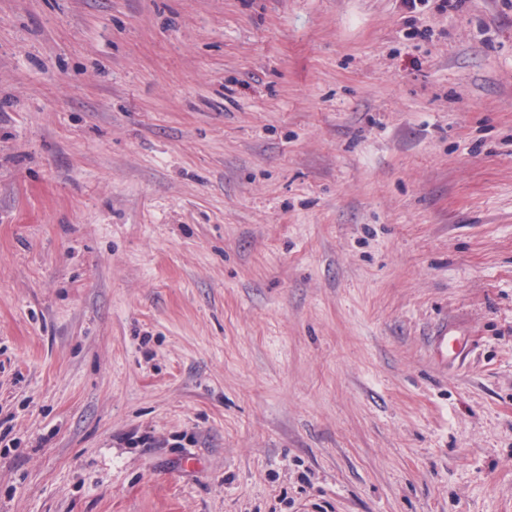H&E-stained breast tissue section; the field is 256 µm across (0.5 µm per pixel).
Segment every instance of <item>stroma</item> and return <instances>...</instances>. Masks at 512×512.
<instances>
[{"label": "stroma", "mask_w": 512, "mask_h": 512, "mask_svg": "<svg viewBox=\"0 0 512 512\" xmlns=\"http://www.w3.org/2000/svg\"><path fill=\"white\" fill-rule=\"evenodd\" d=\"M0 512H512V0H0ZM432 343L440 357L448 363L449 357H457L461 353L459 337L448 320L439 324L432 332Z\"/></svg>", "instance_id": "35a3bbf8"}]
</instances>
